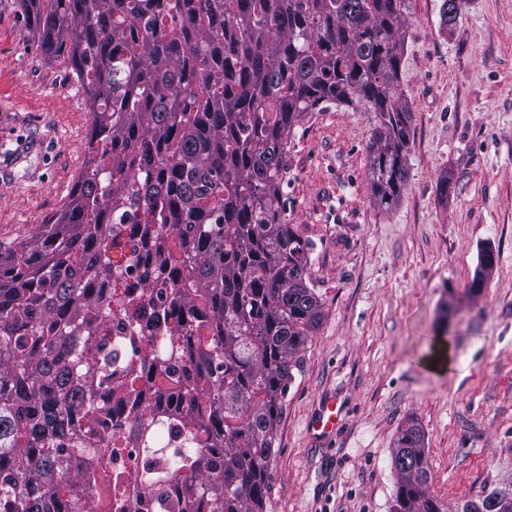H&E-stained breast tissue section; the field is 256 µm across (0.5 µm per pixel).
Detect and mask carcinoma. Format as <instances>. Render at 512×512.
Instances as JSON below:
<instances>
[{"label":"carcinoma","instance_id":"cac0c4a2","mask_svg":"<svg viewBox=\"0 0 512 512\" xmlns=\"http://www.w3.org/2000/svg\"><path fill=\"white\" fill-rule=\"evenodd\" d=\"M20 2L93 124L62 209L0 252V512H131L133 495L158 512H263L322 319L309 243L284 218L288 132L321 104L362 106L373 199L397 205L407 0ZM460 7L443 0V23ZM495 263L488 246L469 293ZM130 439L133 471L112 465ZM393 466V512H448L412 419ZM507 496L457 512H512Z\"/></svg>","mask_w":512,"mask_h":512}]
</instances>
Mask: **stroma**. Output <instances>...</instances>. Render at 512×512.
<instances>
[{"label":"stroma","instance_id":"stroma-1","mask_svg":"<svg viewBox=\"0 0 512 512\" xmlns=\"http://www.w3.org/2000/svg\"><path fill=\"white\" fill-rule=\"evenodd\" d=\"M441 4L408 0L401 28L412 121L397 206L374 204L360 105L319 106L288 136L284 216L312 245L323 317L285 397L265 512H392V454L410 418L450 512L512 488V0H464L450 26ZM91 124L19 0H0V249L62 207ZM487 245L496 264L468 295ZM438 343L443 369L428 365ZM332 396L346 422L325 439L308 423Z\"/></svg>","mask_w":512,"mask_h":512}]
</instances>
